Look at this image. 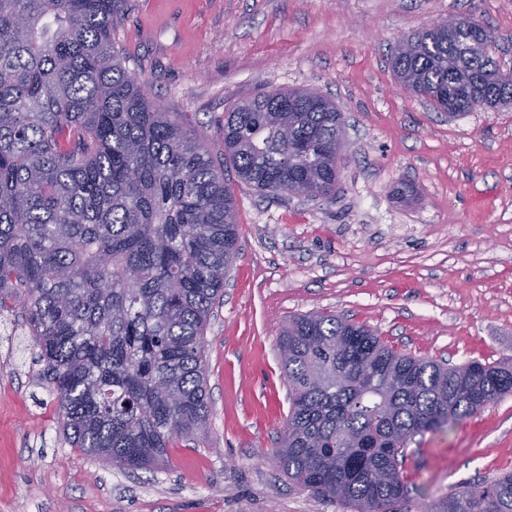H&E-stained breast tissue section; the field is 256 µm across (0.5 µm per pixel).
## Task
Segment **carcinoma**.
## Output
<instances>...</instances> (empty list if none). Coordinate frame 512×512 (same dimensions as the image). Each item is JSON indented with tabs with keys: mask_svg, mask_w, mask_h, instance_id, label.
<instances>
[{
	"mask_svg": "<svg viewBox=\"0 0 512 512\" xmlns=\"http://www.w3.org/2000/svg\"><path fill=\"white\" fill-rule=\"evenodd\" d=\"M126 0H0V312L21 306L73 448L124 470L207 443L204 332L238 254L224 171L174 112L148 102L112 32ZM466 21L398 44L405 88L456 113L512 103V70ZM342 113L307 88L225 113L224 158L260 192L333 198ZM288 416L278 467L355 512H406L413 438L512 393V365L403 353L332 312L279 340ZM429 512H512V473L461 482Z\"/></svg>",
	"mask_w": 512,
	"mask_h": 512,
	"instance_id": "cac0c4a2",
	"label": "carcinoma"
}]
</instances>
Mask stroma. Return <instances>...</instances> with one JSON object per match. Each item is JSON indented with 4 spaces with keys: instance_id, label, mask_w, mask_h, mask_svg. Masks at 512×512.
Returning a JSON list of instances; mask_svg holds the SVG:
<instances>
[{
    "instance_id": "obj_1",
    "label": "stroma",
    "mask_w": 512,
    "mask_h": 512,
    "mask_svg": "<svg viewBox=\"0 0 512 512\" xmlns=\"http://www.w3.org/2000/svg\"><path fill=\"white\" fill-rule=\"evenodd\" d=\"M465 18L512 67V0H126L112 38L150 102L224 167L238 255L205 330L209 442L131 472L72 448L20 311L0 313V512H349L296 487L272 450L288 414L279 336L331 311L398 350L512 361V105L456 116L402 93L390 57ZM332 97L349 146L335 199L256 191L224 162L225 112L257 95ZM416 194L401 200V183ZM512 472V395L416 436L410 512Z\"/></svg>"
}]
</instances>
